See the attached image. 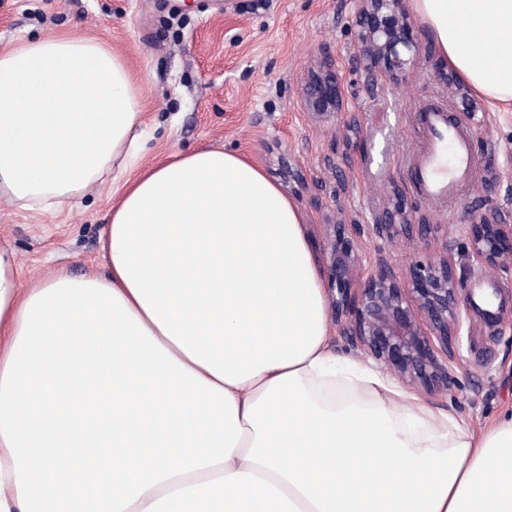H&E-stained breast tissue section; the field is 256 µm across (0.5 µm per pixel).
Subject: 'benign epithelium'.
<instances>
[{"mask_svg": "<svg viewBox=\"0 0 512 512\" xmlns=\"http://www.w3.org/2000/svg\"><path fill=\"white\" fill-rule=\"evenodd\" d=\"M355 41L365 67L387 76H404L414 65L419 46L410 34L411 23L404 0H355ZM448 91L460 100L462 114L475 127L489 122V112L476 102L455 75H443ZM301 104L319 117L347 111L336 62L323 56L307 70L301 87ZM414 229L421 240L436 231L432 224H417L399 193L373 217L372 230L379 236ZM472 260L481 267L512 274V224H505L495 210L472 215L465 225ZM328 240V281L338 297L336 311L348 315L343 334L359 343L371 358L393 371L402 382L431 392L448 389L452 363L456 362L454 339L459 335L464 304L461 278L452 258L444 255L416 262L404 276L383 263L364 269L365 280L352 287L361 267L359 254L344 243L341 227H333Z\"/></svg>", "mask_w": 512, "mask_h": 512, "instance_id": "7a95c632", "label": "benign epithelium"}]
</instances>
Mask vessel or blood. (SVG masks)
I'll return each instance as SVG.
<instances>
[{
	"instance_id": "b4317fda",
	"label": "vessel or blood",
	"mask_w": 512,
	"mask_h": 512,
	"mask_svg": "<svg viewBox=\"0 0 512 512\" xmlns=\"http://www.w3.org/2000/svg\"><path fill=\"white\" fill-rule=\"evenodd\" d=\"M427 124L430 138L417 159L414 176L428 198L449 200L474 179L476 160L470 139L449 123L444 109H430Z\"/></svg>"
}]
</instances>
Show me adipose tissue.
I'll use <instances>...</instances> for the list:
<instances>
[{"mask_svg":"<svg viewBox=\"0 0 512 512\" xmlns=\"http://www.w3.org/2000/svg\"><path fill=\"white\" fill-rule=\"evenodd\" d=\"M512 108V0H410ZM141 92L74 36L0 51V194L111 168L103 270L21 288L0 245V512H512V415L476 432L333 351L301 216L246 158L140 164Z\"/></svg>","mask_w":512,"mask_h":512,"instance_id":"obj_1","label":"adipose tissue"}]
</instances>
